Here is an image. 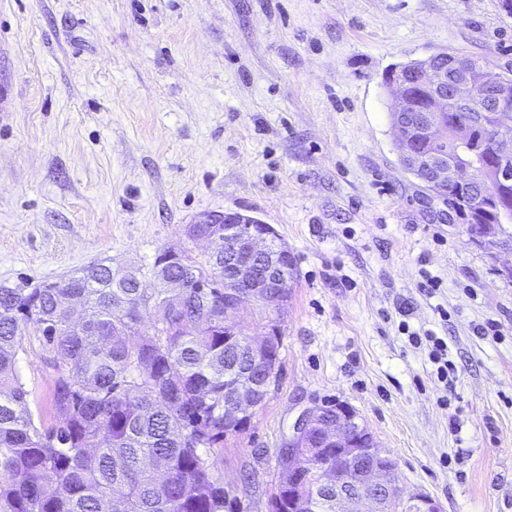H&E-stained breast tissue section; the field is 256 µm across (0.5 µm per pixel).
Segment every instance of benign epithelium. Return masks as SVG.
Instances as JSON below:
<instances>
[{"label":"benign epithelium","instance_id":"obj_1","mask_svg":"<svg viewBox=\"0 0 512 512\" xmlns=\"http://www.w3.org/2000/svg\"><path fill=\"white\" fill-rule=\"evenodd\" d=\"M410 68L434 90L436 103L421 113L412 127L406 123L412 103L404 84ZM389 85L398 90L390 120L404 168L440 197L446 196L450 186L478 185L469 204L484 211L491 203L498 223H511L512 199L501 196L500 190L512 183V84L501 74L464 59L453 63V77L438 76L428 57L393 69ZM487 92L496 96L494 121L487 124L491 150L498 159L492 167L483 165L472 146L473 122L445 119L449 112L475 107ZM419 142L432 146L446 143L451 152L428 155L417 147ZM231 216V212L210 211L194 223L224 225L198 239L214 244L212 254L224 252V283L229 285L224 292V322L237 327L243 303H263L261 289L271 293L291 286L281 261L292 254L273 235L270 225L254 224V217L241 213L239 223L231 224ZM257 405L251 387L238 388L224 406V423L249 427V409ZM278 456L281 474L288 476L289 512H443L440 503L426 493L402 495L395 483L393 460L380 452L367 426L345 405L337 406L330 417L324 416L319 406L303 410Z\"/></svg>","mask_w":512,"mask_h":512}]
</instances>
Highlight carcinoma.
I'll return each mask as SVG.
<instances>
[{
    "mask_svg": "<svg viewBox=\"0 0 512 512\" xmlns=\"http://www.w3.org/2000/svg\"><path fill=\"white\" fill-rule=\"evenodd\" d=\"M161 260L93 263L49 288L0 285V512H238L216 475L224 439L238 434L224 425V400L240 377L264 381L281 336L270 332L258 352L229 335L224 263ZM146 277L155 287H140ZM30 328L56 374L46 429L18 368Z\"/></svg>",
    "mask_w": 512,
    "mask_h": 512,
    "instance_id": "obj_1",
    "label": "carcinoma"
}]
</instances>
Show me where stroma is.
Returning a JSON list of instances; mask_svg holds the SVG:
<instances>
[{"mask_svg": "<svg viewBox=\"0 0 512 512\" xmlns=\"http://www.w3.org/2000/svg\"><path fill=\"white\" fill-rule=\"evenodd\" d=\"M453 49L512 66L500 0H0V285L202 260L199 214L257 217L297 277L279 387L224 445L240 512H268L289 426L336 402L404 493L512 512V253L490 257L403 170L384 80ZM404 322L447 341V381ZM22 345L47 428L55 374L35 331Z\"/></svg>", "mask_w": 512, "mask_h": 512, "instance_id": "35a3bbf8", "label": "stroma"}]
</instances>
